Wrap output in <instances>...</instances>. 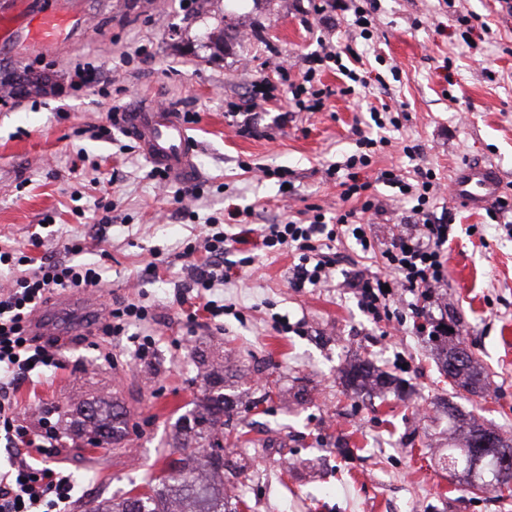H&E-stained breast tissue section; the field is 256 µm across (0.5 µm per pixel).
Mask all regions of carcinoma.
<instances>
[{"instance_id": "1", "label": "carcinoma", "mask_w": 512, "mask_h": 512, "mask_svg": "<svg viewBox=\"0 0 512 512\" xmlns=\"http://www.w3.org/2000/svg\"><path fill=\"white\" fill-rule=\"evenodd\" d=\"M442 368L457 393L479 396L484 393V373L473 356H468L454 368L449 363L464 345L457 333L435 337ZM344 382L355 391L369 387L393 384L391 377L376 373L368 362H359L344 371ZM448 421L458 432L459 442L448 448L441 458L444 468L459 473L473 488L497 491L502 489L503 470L512 471V463L504 464L495 455L487 456L479 468H474L472 437L477 432L495 434L476 421L468 427L461 425L460 414L450 403L443 404ZM231 405L224 395V364L212 369L206 376L203 399L197 408L181 415L177 428L182 438L175 441L179 457L167 456L170 475L151 488V493L127 497L119 502L103 501L87 512H238L239 500L224 492V472H230L237 463L224 458V440L240 438V433L224 434V418L230 417ZM77 417L70 427L78 435L94 433L103 444L117 448L127 434V412L119 411L105 399L88 402L76 408Z\"/></svg>"}]
</instances>
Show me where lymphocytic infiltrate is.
<instances>
[{"label": "lymphocytic infiltrate", "mask_w": 512, "mask_h": 512, "mask_svg": "<svg viewBox=\"0 0 512 512\" xmlns=\"http://www.w3.org/2000/svg\"><path fill=\"white\" fill-rule=\"evenodd\" d=\"M334 62L349 84L346 93H353L360 76L346 68L342 53L336 46L326 45L322 53L307 57L301 80L289 84L292 101L298 111L317 112L323 105L326 89L314 88L317 68ZM385 137L361 136L358 151L348 157L345 166L348 175L342 181L343 199H356L359 209L338 211L335 218L326 219L324 213H315L309 222L287 219L268 224L262 230L263 247L286 249L293 253V285L297 288L327 282L336 265L334 246L342 241L354 242L362 252L374 249V241L362 222L364 214H379L382 206L371 194V182L359 181L358 169L368 167L377 148L387 146ZM378 182L398 189L400 195L412 199V213L418 229L415 233L395 234L391 244L381 253L386 276L359 272L351 276L363 311L373 320L399 318L395 305L406 296L431 301L435 288L445 279L444 253L450 239L453 218L450 213H435L431 205L441 190V183L432 170H418L416 182L404 180L398 169L380 172ZM207 232L202 247L208 255L203 266L195 267L193 286L204 300V308L212 316L223 314L224 307L211 299L213 290L230 280V269L224 264V255L232 242L220 226L219 219L208 218ZM84 249L80 238L67 245L69 259H45L31 271L16 276L0 286V432L12 444L42 449L57 440V432L44 424L21 420L8 387L16 376H28L40 369L56 366L58 358L52 348L39 344L29 336L27 324L30 315L54 291L64 288H89L103 281L100 268L80 262ZM74 480L70 472L37 464L32 458L18 457L8 469H0V512H61L62 504L72 499Z\"/></svg>", "instance_id": "1"}]
</instances>
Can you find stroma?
<instances>
[{
	"label": "stroma",
	"mask_w": 512,
	"mask_h": 512,
	"mask_svg": "<svg viewBox=\"0 0 512 512\" xmlns=\"http://www.w3.org/2000/svg\"><path fill=\"white\" fill-rule=\"evenodd\" d=\"M315 4L0 0V11L20 19L0 33V74L48 79L41 93L0 96V245L37 262L67 258V243L78 237L81 261L105 271L97 289L102 313L64 337L58 368L15 380L11 390L20 413L62 429L47 456L72 473L83 468L80 455L95 458L67 512L148 492L166 467L175 422L202 396V350L228 369L231 423L247 434L225 450L243 465L229 480L239 512H512V490H470L439 464L448 451L442 404L451 388L417 315L402 324L375 321L345 283L357 270L384 273L380 251L394 233L413 228L411 201L378 183L379 169L430 168L446 184L462 163L490 162L512 193V14L497 0H377L378 30L367 42L357 38L351 13L319 14ZM62 9L78 19L65 49L31 46L23 17ZM467 14L466 28L459 18ZM219 30L217 47L209 35ZM324 40L361 53L367 85L343 94L344 76L326 64L318 78L331 94L322 110H291L277 66L285 58L303 66ZM79 67L94 69L96 82L73 86ZM262 78L269 99L256 104L250 88ZM138 101L199 115L186 126L203 190L188 202L191 215L175 199L178 183L150 180L137 142L112 124L113 111ZM385 104L400 109V125L382 131L389 146L358 174L385 209L368 219L376 257L344 243L331 280L292 287L294 257L260 245L261 225L311 205L334 215L343 165L359 135L379 132L369 110ZM251 110L254 122L238 132L240 113ZM407 145L419 154L406 157ZM258 164L286 170L293 196L282 194L279 180L257 179ZM103 198L111 210L98 208ZM248 205L249 242L224 255L232 279L213 294L224 302L223 316L213 318L192 292L189 269L206 256L189 260L181 252L207 217ZM436 205L451 210L455 223L445 280L427 317L455 324L488 373L485 398L455 400L461 414L512 438V237L450 195ZM244 254L252 261L242 267ZM127 303L152 311L147 357L134 355L128 337L102 332L111 310ZM282 318L290 332L278 330ZM359 361L401 380L404 395L347 388L341 371ZM266 388L284 394L248 409ZM105 395L129 410V434L122 447L90 452L65 432V413Z\"/></svg>",
	"instance_id": "35a3bbf8"
}]
</instances>
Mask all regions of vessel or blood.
Instances as JSON below:
<instances>
[{
    "label": "vessel or blood",
    "mask_w": 512,
    "mask_h": 512,
    "mask_svg": "<svg viewBox=\"0 0 512 512\" xmlns=\"http://www.w3.org/2000/svg\"><path fill=\"white\" fill-rule=\"evenodd\" d=\"M71 21V15L65 12L40 14L31 19L29 33L34 41L57 48L61 45V30ZM117 119L149 161L165 170L172 180L188 182L199 176L195 149L180 114L144 103L118 113ZM450 188L459 202L474 210L489 206L504 190L497 169L475 162L465 163L454 171ZM99 311L97 297L66 295L35 314L30 333L41 340L59 338L68 335L70 320Z\"/></svg>",
    "instance_id": "1"
}]
</instances>
